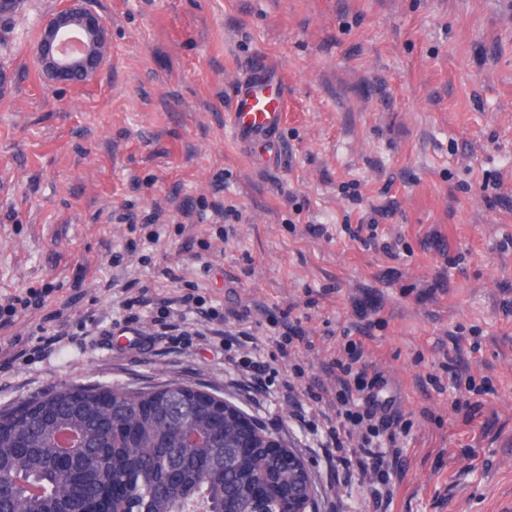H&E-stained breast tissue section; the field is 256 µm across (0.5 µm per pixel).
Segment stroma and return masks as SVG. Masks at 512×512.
Wrapping results in <instances>:
<instances>
[{
	"label": "stroma",
	"instance_id": "35a3bbf8",
	"mask_svg": "<svg viewBox=\"0 0 512 512\" xmlns=\"http://www.w3.org/2000/svg\"><path fill=\"white\" fill-rule=\"evenodd\" d=\"M64 0H23L0 18V298L50 294L0 329L40 336L64 310L87 336L0 364V407L60 386L182 382L243 409L309 466L311 512H372L358 479L329 476L316 437L289 418L281 385L326 383V363L376 296L365 360L411 428L388 512H512V0H90L110 48L86 83L53 87L35 49ZM281 69L283 158L246 154L225 125L244 60ZM235 206L236 224L199 219ZM384 209L375 242L355 237ZM129 211L133 220L118 221ZM153 216L158 238L142 225ZM318 233H310V226ZM393 244L385 253L383 244ZM120 266H112L113 255ZM172 268L175 279L162 274ZM154 302L198 286L208 305L291 309L312 341L274 373L262 405L233 387L223 346L150 339L117 350L125 281ZM471 375L459 388L448 364Z\"/></svg>",
	"mask_w": 512,
	"mask_h": 512
}]
</instances>
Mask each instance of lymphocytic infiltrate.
<instances>
[{"label": "lymphocytic infiltrate", "instance_id": "1", "mask_svg": "<svg viewBox=\"0 0 512 512\" xmlns=\"http://www.w3.org/2000/svg\"><path fill=\"white\" fill-rule=\"evenodd\" d=\"M123 290L120 324L133 327L140 323L143 309H150L154 339L171 346H190L201 332L189 327L187 317L191 314L206 321L208 327L203 332L218 338L225 348H245L256 342L248 329L227 331L224 313L206 306L203 297L195 292L184 293L175 303L154 307L150 304V288L141 281H128ZM290 315V310L285 309L267 316V341L285 356L310 344L300 321L291 320ZM371 329V324H364L360 338L348 340L343 356L327 366L333 382L331 389L302 393L292 379L285 380L282 389L291 404V419L298 426L319 431V446L327 465L342 470L346 477L360 476L367 483L374 512H387L393 490L391 476L384 467L383 450L396 448L397 437L406 433L408 422L399 411L388 410L378 402V377L360 364L364 356L362 338Z\"/></svg>", "mask_w": 512, "mask_h": 512}]
</instances>
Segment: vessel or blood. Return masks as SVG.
Wrapping results in <instances>:
<instances>
[{
    "instance_id": "obj_1",
    "label": "vessel or blood",
    "mask_w": 512,
    "mask_h": 512,
    "mask_svg": "<svg viewBox=\"0 0 512 512\" xmlns=\"http://www.w3.org/2000/svg\"><path fill=\"white\" fill-rule=\"evenodd\" d=\"M286 110L281 72L259 58L244 61L232 91L229 112L231 132L239 146L246 152L257 154L267 164L281 162L280 130Z\"/></svg>"
}]
</instances>
